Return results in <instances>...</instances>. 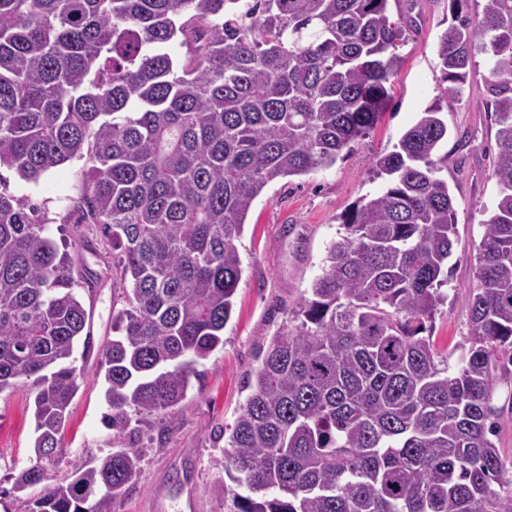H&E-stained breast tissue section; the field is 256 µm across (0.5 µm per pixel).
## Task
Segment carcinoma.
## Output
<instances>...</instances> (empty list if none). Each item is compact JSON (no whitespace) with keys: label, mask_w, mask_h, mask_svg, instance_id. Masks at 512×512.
<instances>
[{"label":"carcinoma","mask_w":512,"mask_h":512,"mask_svg":"<svg viewBox=\"0 0 512 512\" xmlns=\"http://www.w3.org/2000/svg\"><path fill=\"white\" fill-rule=\"evenodd\" d=\"M389 0H0V169L37 183L86 160L81 221L118 251L126 306L96 354L118 437L162 419L223 343L236 241L268 184L326 169L386 110L412 20ZM437 53L460 99L487 55L496 206L455 367L423 335L448 301V128L429 107L377 157L384 186L342 216L321 273L272 340L224 449L238 512H512L493 437L512 365V0H450ZM176 40L189 48L177 62ZM0 191V391L33 397L29 512H99L140 471L114 448L47 483L84 371L74 259Z\"/></svg>","instance_id":"obj_1"}]
</instances>
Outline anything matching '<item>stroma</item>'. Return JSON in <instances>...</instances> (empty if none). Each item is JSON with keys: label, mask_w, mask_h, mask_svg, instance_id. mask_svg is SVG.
Listing matches in <instances>:
<instances>
[{"label": "stroma", "mask_w": 512, "mask_h": 512, "mask_svg": "<svg viewBox=\"0 0 512 512\" xmlns=\"http://www.w3.org/2000/svg\"><path fill=\"white\" fill-rule=\"evenodd\" d=\"M391 15L410 13L413 26L400 47L401 64L391 80L393 100L372 132L352 143L336 164L269 184L254 201L236 247L242 274L224 343L198 361L186 398L165 418L115 436L103 422L108 410L93 365H86L61 439V461L51 482L70 477L80 464L127 445L139 448L141 470L122 495L101 504V512H149L158 494L178 502L196 486L197 512H236V484L224 472V444L213 431L231 430L251 388L250 381L274 336L290 325L293 312L320 274L326 248L343 230L340 217L355 202L376 195L382 182L373 167L429 106L448 126L442 146L448 154V185L455 199L456 235L448 259V301L430 323L436 351L456 363L455 348L470 332L469 300L478 286L477 247L484 222L497 201L491 177L497 152L496 125L486 101L489 64L477 54L461 100L448 98L437 44L450 21L448 0H389ZM84 160L56 168L39 183L6 172V189L38 205L50 237L74 258L76 292L89 314L94 344L113 336L112 309L120 303L116 258L97 224L76 223L73 210L84 191ZM32 403L22 386L0 391V487L35 460Z\"/></svg>", "instance_id": "35a3bbf8"}]
</instances>
